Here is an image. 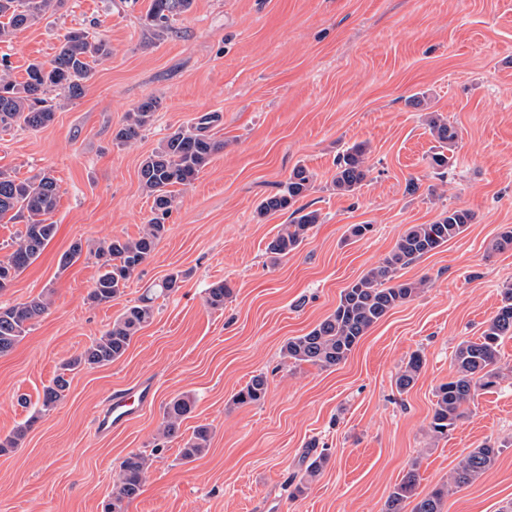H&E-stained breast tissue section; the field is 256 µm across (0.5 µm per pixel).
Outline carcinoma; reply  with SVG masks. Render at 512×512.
<instances>
[{
  "label": "carcinoma",
  "mask_w": 512,
  "mask_h": 512,
  "mask_svg": "<svg viewBox=\"0 0 512 512\" xmlns=\"http://www.w3.org/2000/svg\"><path fill=\"white\" fill-rule=\"evenodd\" d=\"M63 0H0V41H5L43 19L48 12L60 7ZM193 0H151L146 14L148 25L158 31L171 29L172 21L192 7ZM110 49L102 39H95L84 29L68 31L49 63L34 62L26 69L22 81L12 79L8 68L0 70V127L21 124L31 130L47 126L54 118L49 94L60 90L72 98L79 97L84 84L92 77L94 66L109 57ZM158 108V102L148 98L127 116L114 140L127 144L148 127ZM219 116L208 113L190 127H180L167 134L140 163V180L147 196L152 198L153 217L145 230L134 240L112 238L102 241L94 250L101 273L89 299L102 304L121 293L132 274L156 249L166 233L165 217L175 202V188L193 183L224 149V141L210 134ZM431 135L438 143L431 156V166L446 169L452 163L458 130L448 124L441 114L432 112L427 118ZM366 148L355 144L336 159L334 186L342 194L357 191L367 179ZM314 175L304 166L295 167L279 190L261 200L257 213L261 217L279 212L289 213V223L282 225L268 244L269 253L285 257L304 242L308 230L319 222L315 210L296 206L298 200L313 188ZM58 202L55 179L44 172L34 179H17L0 172V220L8 218L25 221L16 248L0 260V291L43 252L55 236L57 225L49 216ZM473 215L468 209L451 208L432 224H413L399 237L385 260L371 268L340 293L336 309L310 331L288 338L282 347L285 358L295 363H310L322 369L336 367L348 359L353 348L368 330L397 306L411 300L426 284V280L396 281V273L420 260L430 252L466 230ZM179 275L170 274L148 289L142 301L127 308L112 325L78 356L64 364V370L100 367L120 359L136 334L153 319L154 296L167 295L178 288ZM231 296V288L216 282L206 289L205 304L222 309ZM48 308L47 298L40 295L24 303L0 307V355L9 353L28 330V323L43 315ZM506 337H512V284L502 289V305L487 322L486 328L474 341L460 343L453 356L454 374L435 391L436 402L429 423V433L441 439L455 430L474 403L478 390L499 385L512 376V367L500 364L499 348ZM423 367L419 353L409 356L397 374L396 385L401 391L409 389ZM67 380L59 376L45 388L42 406L49 408L64 397ZM268 390L267 378L253 376L235 396L239 404L262 401ZM194 400L187 395L172 398L164 407L161 434L167 440L179 436L180 425L192 413ZM212 429L206 424L194 428L180 449L181 459L193 461L210 445ZM500 449L484 444L464 454L453 469L448 485L443 486L415 503L411 512H441L442 499L483 476L496 462ZM327 461L318 454L308 464L306 473L295 484L294 492L302 495L309 479L315 477ZM149 468V459L141 453H129L119 465L118 477L112 486V503L107 512H124V503L135 499L142 491ZM418 474L412 469L389 494L386 512H403L406 502L416 496Z\"/></svg>",
  "instance_id": "cac0c4a2"
}]
</instances>
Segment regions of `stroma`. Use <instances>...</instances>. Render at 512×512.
<instances>
[{
    "label": "stroma",
    "instance_id": "35a3bbf8",
    "mask_svg": "<svg viewBox=\"0 0 512 512\" xmlns=\"http://www.w3.org/2000/svg\"><path fill=\"white\" fill-rule=\"evenodd\" d=\"M151 0H65L51 16L0 42V63L23 79L49 62L64 34L87 28L111 54L80 97L52 92L44 128H0V171L19 179L50 173L59 190L57 232L9 288L0 306L39 295L51 304L0 356V439L25 434L0 454V512H105L123 458L151 460L143 490L125 512H385L409 470L418 495L442 486L460 457L490 442L495 465L444 498L442 512H501L512 503V380L479 391L448 437L428 433L435 389L447 382L458 344L476 340L512 284V250L493 243L512 227V0H193L172 32L150 28ZM426 95V107L408 99ZM154 120L128 145L114 142L128 112L147 98ZM436 111L459 132L451 167L430 165L435 142L424 121ZM224 149L188 187L168 231L112 302L88 294L100 269V241L134 238L151 216L139 181L142 159L180 126L207 113ZM363 143L370 174L352 196L338 194V154ZM314 184L302 198L320 220L303 244L275 259L267 251L284 214L258 217L295 166ZM451 208L473 220L465 232L399 280L430 284L394 308L331 369L288 362L285 341L336 307L343 288L389 255L413 224ZM356 224L371 225L355 238ZM82 242L81 257L60 268ZM181 272L177 291L154 302L150 324L118 361L69 373L64 398L42 410L44 387L147 288ZM227 282L233 295L209 309L205 290ZM423 357L414 385L396 377ZM260 403L235 396L256 374ZM156 399L122 430L95 434L93 415L141 379ZM195 407L181 438L163 443V407L178 395ZM26 396L27 406L17 403ZM201 424L212 439L181 460ZM328 462L292 496L308 450ZM423 357L419 353L411 354L397 374L396 385L400 391H406L416 381L423 367Z\"/></svg>",
    "mask_w": 512,
    "mask_h": 512
}]
</instances>
